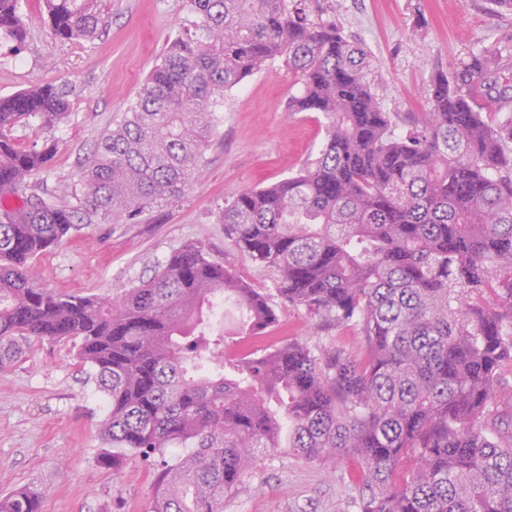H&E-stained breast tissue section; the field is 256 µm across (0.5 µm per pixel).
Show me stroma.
<instances>
[{
	"instance_id": "stroma-1",
	"label": "stroma",
	"mask_w": 512,
	"mask_h": 512,
	"mask_svg": "<svg viewBox=\"0 0 512 512\" xmlns=\"http://www.w3.org/2000/svg\"><path fill=\"white\" fill-rule=\"evenodd\" d=\"M325 18L369 51L373 92L400 125L429 109L433 76L471 53L512 41V12L490 0H319ZM26 24L22 50L0 41V98L33 83L73 89L67 124L50 132L58 149L28 191L70 199L78 174L114 116L135 99L167 41L189 26L182 0H102L105 25L92 40H55L43 0H20ZM300 90L282 60L224 94L206 165L180 203L153 208L137 224L79 226L63 246L34 258L30 279L61 294L116 296L150 279L172 250L202 243L244 279L268 288L269 272L224 235L220 210L240 188L263 187L314 159L323 139L315 114L288 115ZM278 336L314 347L334 343L364 352L352 329L318 325L299 307L280 306ZM106 397L76 362L71 342H20L0 369V496L20 487L43 495V512H150L153 469L124 454L118 470L98 461L109 451L99 423ZM356 460L306 461L285 448L259 453L224 512H357Z\"/></svg>"
}]
</instances>
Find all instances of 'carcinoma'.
I'll return each mask as SVG.
<instances>
[{
  "label": "carcinoma",
  "instance_id": "obj_1",
  "mask_svg": "<svg viewBox=\"0 0 512 512\" xmlns=\"http://www.w3.org/2000/svg\"><path fill=\"white\" fill-rule=\"evenodd\" d=\"M305 0H183L193 31L170 40L79 172L0 209V366L18 340L79 341L107 398L112 447L145 457L191 449L155 474L151 512H224L259 449L308 461L356 458L359 512H512V60L482 50L435 74L429 111L399 131L366 78L365 43ZM19 0H0V38L25 41ZM59 41H89L99 0H44ZM283 59L301 84L290 112H317L324 139L301 170L224 201L234 245L273 275L253 287L197 242L115 298L36 288L32 259L79 224H135L201 175L224 93ZM498 105L484 112L476 97ZM64 83L0 99V196L23 193L56 152L19 146L31 116L64 124ZM245 312L233 346L217 300ZM353 327L336 344L284 343L275 300ZM32 487L0 512H42Z\"/></svg>",
  "mask_w": 512,
  "mask_h": 512
}]
</instances>
